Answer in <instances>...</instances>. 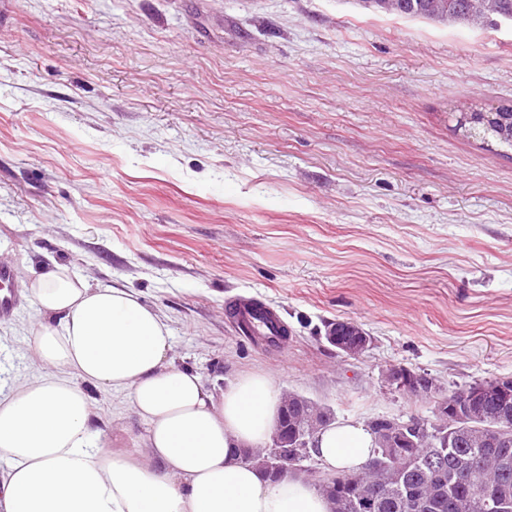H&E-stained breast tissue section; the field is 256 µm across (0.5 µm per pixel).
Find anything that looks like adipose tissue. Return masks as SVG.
Here are the masks:
<instances>
[{
  "instance_id": "1",
  "label": "adipose tissue",
  "mask_w": 512,
  "mask_h": 512,
  "mask_svg": "<svg viewBox=\"0 0 512 512\" xmlns=\"http://www.w3.org/2000/svg\"><path fill=\"white\" fill-rule=\"evenodd\" d=\"M38 369L0 383V512H330L312 479L278 480L245 462L276 427L281 394L263 372L221 393L174 364L165 318L128 288H94L61 265L27 285ZM124 394L143 450L116 453L89 428L87 386ZM330 469L357 471L375 440L357 421L315 438Z\"/></svg>"
}]
</instances>
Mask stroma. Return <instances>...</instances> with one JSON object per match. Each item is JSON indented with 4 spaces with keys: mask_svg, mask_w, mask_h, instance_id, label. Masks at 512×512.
Here are the masks:
<instances>
[{
    "mask_svg": "<svg viewBox=\"0 0 512 512\" xmlns=\"http://www.w3.org/2000/svg\"><path fill=\"white\" fill-rule=\"evenodd\" d=\"M512 105V27L376 16L355 0H0V261L57 263L167 316L172 356L218 392L271 376L334 420L433 416L512 378V149L459 113ZM276 308L286 348L237 332ZM35 309L0 322V376L34 374ZM358 323L361 356L324 325ZM90 428L140 447L124 395ZM233 327L245 336H256L262 344L282 347L287 327L277 311L251 299H239L226 311ZM344 331L353 332L355 336L347 340L340 338V333H335V328H340L337 324H334L327 331V341L336 348L340 349L349 356H359L364 353L372 344V337L363 330L358 328V325L353 322H343ZM407 367L392 368L387 374V383L398 391L422 398H431L438 394V384L431 377L403 371Z\"/></svg>",
    "mask_w": 512,
    "mask_h": 512,
    "instance_id": "stroma-1",
    "label": "stroma"
}]
</instances>
